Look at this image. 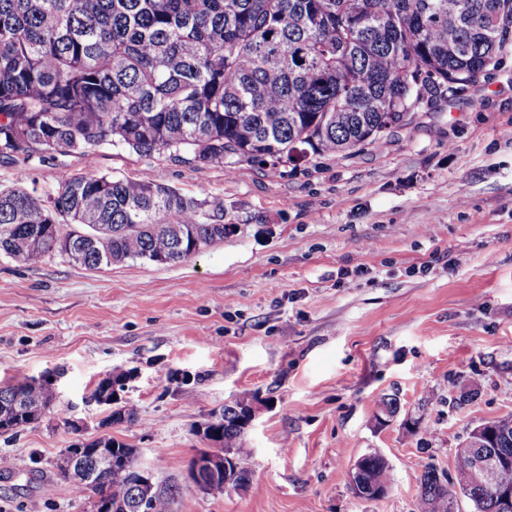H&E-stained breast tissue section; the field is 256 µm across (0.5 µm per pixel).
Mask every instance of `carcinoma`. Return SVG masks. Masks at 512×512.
<instances>
[{
  "label": "carcinoma",
  "mask_w": 512,
  "mask_h": 512,
  "mask_svg": "<svg viewBox=\"0 0 512 512\" xmlns=\"http://www.w3.org/2000/svg\"><path fill=\"white\" fill-rule=\"evenodd\" d=\"M512 31V0H0V158L88 157L111 146L172 162L290 163L343 159L382 143L387 130L495 67ZM223 209L160 184L93 171L60 173L44 203L25 188L0 190V252L33 265L71 238L61 223L104 235L84 252L89 269L128 259L165 265L224 239ZM125 375L99 382L117 403ZM56 392L23 379L0 387V432L50 409ZM247 392L210 415L219 450L241 488ZM377 404L375 426L398 412ZM507 454L492 485L465 484L431 465L417 475L419 512H501L512 489V415L489 421ZM134 460L106 473L108 497L127 500ZM353 493L378 499L390 466L361 456ZM161 489L152 512H171Z\"/></svg>",
  "instance_id": "obj_1"
}]
</instances>
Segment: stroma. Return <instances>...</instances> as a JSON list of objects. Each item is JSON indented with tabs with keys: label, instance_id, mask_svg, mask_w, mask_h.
Listing matches in <instances>:
<instances>
[{
	"label": "stroma",
	"instance_id": "obj_1",
	"mask_svg": "<svg viewBox=\"0 0 512 512\" xmlns=\"http://www.w3.org/2000/svg\"><path fill=\"white\" fill-rule=\"evenodd\" d=\"M64 169L219 202L228 230L175 265L0 253V384L21 372L57 395L40 421L0 433V512H87L55 462L100 435L107 409L88 396L117 368L136 419L111 433L176 487L172 512H417L416 474H453L468 432L512 414V44L488 76L345 159L228 168L104 147L0 159V190L47 201ZM462 376L479 386L463 403ZM244 391L258 399L250 484L201 492L187 479L205 446L195 428ZM385 395L400 410L378 428ZM368 452L391 468L380 499L350 488Z\"/></svg>",
	"mask_w": 512,
	"mask_h": 512
}]
</instances>
